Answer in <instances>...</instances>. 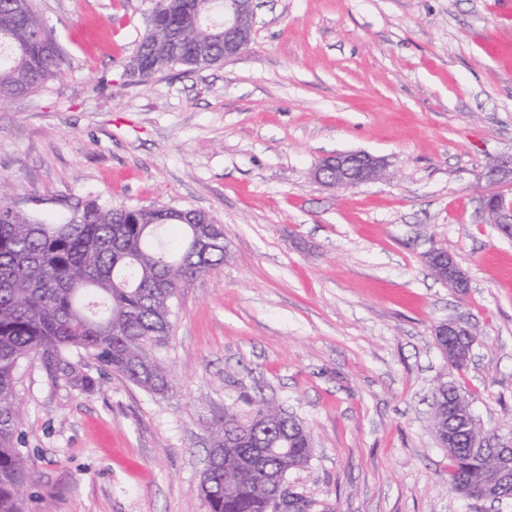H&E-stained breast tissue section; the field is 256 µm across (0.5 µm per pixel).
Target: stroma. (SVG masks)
<instances>
[{
	"label": "stroma",
	"mask_w": 512,
	"mask_h": 512,
	"mask_svg": "<svg viewBox=\"0 0 512 512\" xmlns=\"http://www.w3.org/2000/svg\"><path fill=\"white\" fill-rule=\"evenodd\" d=\"M65 63L0 105V176L22 211L90 204L207 212L223 264L180 288L157 395L87 372L82 389L24 361L26 512H206L207 427L265 398L315 452L290 473L321 512H512L448 487L431 431L441 381L512 436V237L484 209L512 153V16L501 0H254L253 40L204 70L127 75L155 0H34ZM365 151L386 175L313 177ZM448 253L459 292L424 262ZM465 325L466 369L434 331ZM386 166L384 158L366 152L337 153L320 161L314 177L327 186L350 187L377 180ZM489 183L495 186L512 183V154L498 158L488 170Z\"/></svg>",
	"instance_id": "stroma-1"
}]
</instances>
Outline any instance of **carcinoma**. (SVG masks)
Instances as JSON below:
<instances>
[{
    "label": "carcinoma",
    "mask_w": 512,
    "mask_h": 512,
    "mask_svg": "<svg viewBox=\"0 0 512 512\" xmlns=\"http://www.w3.org/2000/svg\"><path fill=\"white\" fill-rule=\"evenodd\" d=\"M213 0H156L131 63L153 77L224 61V25L203 21ZM61 49L33 0H0V103L28 96L61 71ZM224 262V230L195 210L89 205L62 223H45L0 193V512H23L32 485L15 448L17 370L37 359L47 378L88 388L89 359L156 394L169 385L158 349L186 281ZM75 352L78 360L69 358ZM461 389L439 383L431 428L438 442L465 433L456 413ZM219 465L201 481L207 512H271L267 475L304 467L314 452L308 428L263 398L246 415L226 408L207 427ZM448 486L485 479L481 450L447 449Z\"/></svg>",
    "instance_id": "obj_1"
}]
</instances>
